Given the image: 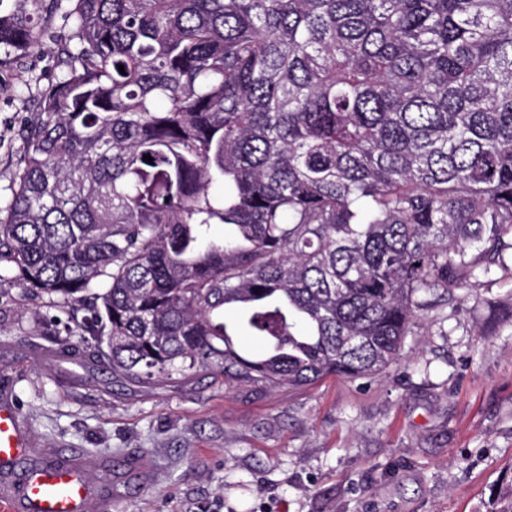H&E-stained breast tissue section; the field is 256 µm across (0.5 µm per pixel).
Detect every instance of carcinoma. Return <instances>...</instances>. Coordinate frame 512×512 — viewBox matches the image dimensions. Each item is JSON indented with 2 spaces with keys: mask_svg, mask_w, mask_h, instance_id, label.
I'll return each instance as SVG.
<instances>
[{
  "mask_svg": "<svg viewBox=\"0 0 512 512\" xmlns=\"http://www.w3.org/2000/svg\"><path fill=\"white\" fill-rule=\"evenodd\" d=\"M34 4L0 14L3 56L42 43L59 0ZM70 15L65 75L0 206V271L86 310L83 357L112 382L376 377L420 295L512 249V0H74Z\"/></svg>",
  "mask_w": 512,
  "mask_h": 512,
  "instance_id": "cac0c4a2",
  "label": "carcinoma"
}]
</instances>
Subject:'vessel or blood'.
I'll list each match as a JSON object with an SVG mask.
<instances>
[{
    "mask_svg": "<svg viewBox=\"0 0 512 512\" xmlns=\"http://www.w3.org/2000/svg\"><path fill=\"white\" fill-rule=\"evenodd\" d=\"M32 441L9 391H0V512H108L112 489L74 458L32 461Z\"/></svg>",
    "mask_w": 512,
    "mask_h": 512,
    "instance_id": "1",
    "label": "vessel or blood"
}]
</instances>
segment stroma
I'll use <instances>...</instances> for the list:
<instances>
[{
    "label": "stroma",
    "instance_id": "stroma-1",
    "mask_svg": "<svg viewBox=\"0 0 512 512\" xmlns=\"http://www.w3.org/2000/svg\"><path fill=\"white\" fill-rule=\"evenodd\" d=\"M71 0L43 45L0 66V204L24 162L38 94L61 78ZM59 308L0 281V385L36 454L81 459L119 493L111 512H499L512 500V276L495 271L418 314L373 379L302 389L59 377Z\"/></svg>",
    "mask_w": 512,
    "mask_h": 512
}]
</instances>
